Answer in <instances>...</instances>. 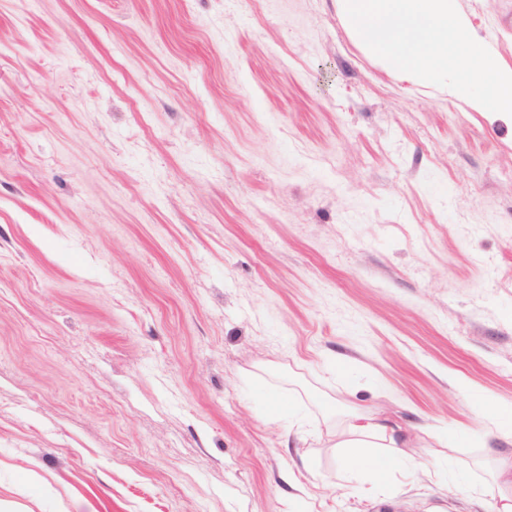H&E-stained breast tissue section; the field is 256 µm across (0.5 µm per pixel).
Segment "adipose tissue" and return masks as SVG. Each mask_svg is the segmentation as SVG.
Returning <instances> with one entry per match:
<instances>
[{
    "instance_id": "ef3b65f1",
    "label": "adipose tissue",
    "mask_w": 512,
    "mask_h": 512,
    "mask_svg": "<svg viewBox=\"0 0 512 512\" xmlns=\"http://www.w3.org/2000/svg\"><path fill=\"white\" fill-rule=\"evenodd\" d=\"M328 434L353 471L366 473L374 483L384 482L397 471H413L405 452L408 430L389 416L349 412L337 419ZM484 450L490 465L488 483L479 487L462 475L456 488L479 502L492 497L490 512H512V435L485 444Z\"/></svg>"
}]
</instances>
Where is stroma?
I'll list each match as a JSON object with an SVG mask.
<instances>
[{"mask_svg":"<svg viewBox=\"0 0 512 512\" xmlns=\"http://www.w3.org/2000/svg\"><path fill=\"white\" fill-rule=\"evenodd\" d=\"M456 8L512 68V0ZM291 400L459 465L420 441L434 479L345 478ZM508 408L511 117L392 76L336 0H0L16 512H486L453 484Z\"/></svg>","mask_w":512,"mask_h":512,"instance_id":"1","label":"stroma"}]
</instances>
